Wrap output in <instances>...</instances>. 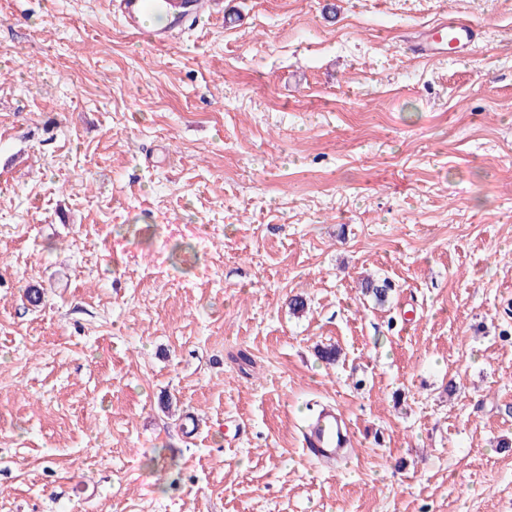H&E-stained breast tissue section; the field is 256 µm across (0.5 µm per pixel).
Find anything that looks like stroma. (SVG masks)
I'll return each instance as SVG.
<instances>
[{
    "instance_id": "35a3bbf8",
    "label": "stroma",
    "mask_w": 512,
    "mask_h": 512,
    "mask_svg": "<svg viewBox=\"0 0 512 512\" xmlns=\"http://www.w3.org/2000/svg\"><path fill=\"white\" fill-rule=\"evenodd\" d=\"M0 512H512V0H0ZM215 0H120L119 8L126 23L139 30L141 19L148 14H159L168 24L156 33L155 41L164 45L169 40L173 25L181 24L187 17H205ZM476 30L470 24L457 21H441L430 32H424L418 42L416 52L427 58L445 53L444 45L455 54L472 53L475 48ZM350 441V430L333 408L323 407L302 430V450L311 461L340 459Z\"/></svg>"
}]
</instances>
